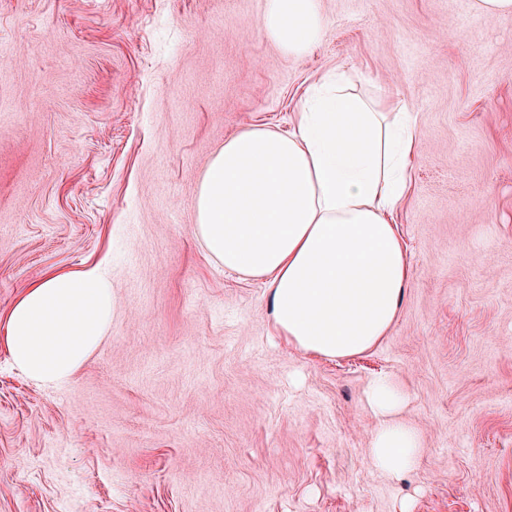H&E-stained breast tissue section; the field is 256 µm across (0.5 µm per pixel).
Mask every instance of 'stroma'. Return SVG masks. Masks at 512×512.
<instances>
[{
  "instance_id": "1",
  "label": "stroma",
  "mask_w": 512,
  "mask_h": 512,
  "mask_svg": "<svg viewBox=\"0 0 512 512\" xmlns=\"http://www.w3.org/2000/svg\"><path fill=\"white\" fill-rule=\"evenodd\" d=\"M472 3L322 0V43L292 59L257 0H0V316L100 261L113 300L65 386L0 348V512H512V22ZM336 70L406 101L420 151L398 317L325 360L274 337L188 201L225 138L287 127ZM379 376L425 437L401 482L367 454Z\"/></svg>"
}]
</instances>
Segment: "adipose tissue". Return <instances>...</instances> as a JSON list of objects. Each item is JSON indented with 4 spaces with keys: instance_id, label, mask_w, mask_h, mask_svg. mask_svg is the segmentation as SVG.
<instances>
[{
    "instance_id": "obj_1",
    "label": "adipose tissue",
    "mask_w": 512,
    "mask_h": 512,
    "mask_svg": "<svg viewBox=\"0 0 512 512\" xmlns=\"http://www.w3.org/2000/svg\"><path fill=\"white\" fill-rule=\"evenodd\" d=\"M263 36L303 58L325 33L321 0H267ZM419 145L411 115L362 96L347 73L325 75L288 130L250 126L224 141L200 182L195 234L205 254L262 282L275 336L303 355L341 359L388 336L409 286L393 211L406 199ZM112 283L103 267L56 272L25 288L0 320L12 368L42 386L70 381L106 336ZM377 426L373 469L395 479L417 468L421 432L388 379L364 392Z\"/></svg>"
}]
</instances>
